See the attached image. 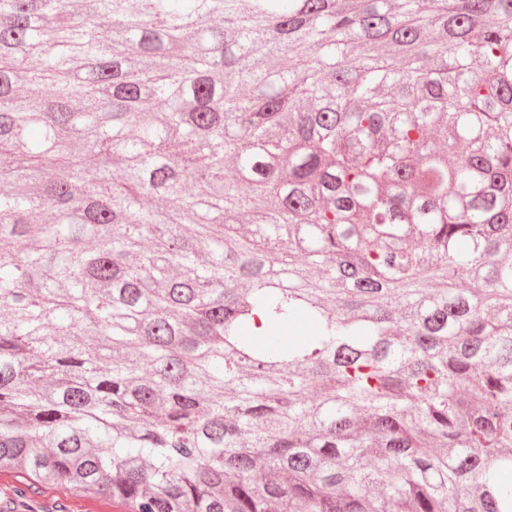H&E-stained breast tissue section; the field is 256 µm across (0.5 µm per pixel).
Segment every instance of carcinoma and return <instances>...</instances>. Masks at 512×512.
I'll list each match as a JSON object with an SVG mask.
<instances>
[{
	"instance_id": "carcinoma-1",
	"label": "carcinoma",
	"mask_w": 512,
	"mask_h": 512,
	"mask_svg": "<svg viewBox=\"0 0 512 512\" xmlns=\"http://www.w3.org/2000/svg\"><path fill=\"white\" fill-rule=\"evenodd\" d=\"M0 240V472L512 512V0H0Z\"/></svg>"
}]
</instances>
